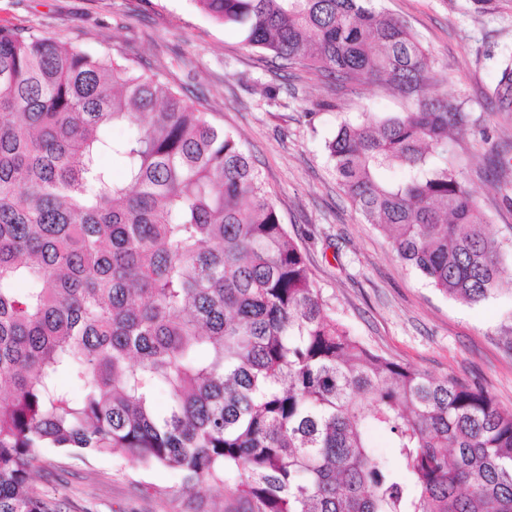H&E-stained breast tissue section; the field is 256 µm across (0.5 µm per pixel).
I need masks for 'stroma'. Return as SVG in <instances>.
Returning a JSON list of instances; mask_svg holds the SVG:
<instances>
[{
  "mask_svg": "<svg viewBox=\"0 0 512 512\" xmlns=\"http://www.w3.org/2000/svg\"><path fill=\"white\" fill-rule=\"evenodd\" d=\"M406 22L432 59V89L464 112L448 162L473 192L489 233L512 242V112L492 96L512 54V0H375ZM113 53L160 75L233 132L256 161L327 305L368 348L433 377L486 388L512 409V291L478 304L450 299L406 268L387 235L340 190L324 141L345 122L407 111L384 86L341 90L298 65L276 74L268 53L212 22L192 0H0V26ZM35 489L57 512H224L214 486L181 488L163 467L116 456L48 453Z\"/></svg>",
  "mask_w": 512,
  "mask_h": 512,
  "instance_id": "stroma-1",
  "label": "stroma"
}]
</instances>
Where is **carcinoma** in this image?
Listing matches in <instances>:
<instances>
[{
    "label": "carcinoma",
    "mask_w": 512,
    "mask_h": 512,
    "mask_svg": "<svg viewBox=\"0 0 512 512\" xmlns=\"http://www.w3.org/2000/svg\"><path fill=\"white\" fill-rule=\"evenodd\" d=\"M193 2L281 68L406 100L325 142L336 179L431 287L500 292L503 246L448 166L467 116L404 21L369 0ZM497 97L512 110L509 66ZM43 449L220 484L224 512H512V410L336 321L233 134L108 54L0 26V512H56L31 485Z\"/></svg>",
    "instance_id": "obj_1"
}]
</instances>
